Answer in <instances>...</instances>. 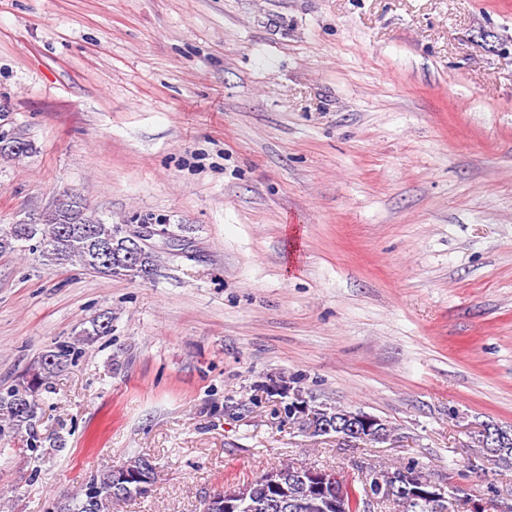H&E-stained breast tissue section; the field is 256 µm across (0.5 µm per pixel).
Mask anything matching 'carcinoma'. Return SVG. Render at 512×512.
Wrapping results in <instances>:
<instances>
[{
  "label": "carcinoma",
  "mask_w": 512,
  "mask_h": 512,
  "mask_svg": "<svg viewBox=\"0 0 512 512\" xmlns=\"http://www.w3.org/2000/svg\"><path fill=\"white\" fill-rule=\"evenodd\" d=\"M32 150V145L13 136H0V157L19 159ZM107 224L89 212L84 198L64 191L53 208L44 212L33 224H1L0 254L37 252L50 264H79L87 270L111 277L144 280L155 273L159 256L147 244L140 243L136 260L126 263L124 256L138 232ZM112 331V318L104 314L89 321L68 340L56 341L39 354L16 381L0 387V447L18 440L31 454H44L43 438L38 433L42 406L54 393L53 378L76 363L85 347L94 344ZM310 468L308 463L289 462L277 468L288 493L307 502L305 491L295 479ZM155 480V466L149 458L135 456L120 466L104 465L91 473L74 493L53 498L48 512H110L113 504L145 497ZM230 493L247 495L248 501L260 502L272 491L258 476L246 483L229 484L214 493L206 504V512H223L221 507ZM363 492L351 483H344L341 512H361ZM379 503L390 506L388 512H440V501L411 491L402 497L382 498Z\"/></svg>",
  "instance_id": "1"
}]
</instances>
